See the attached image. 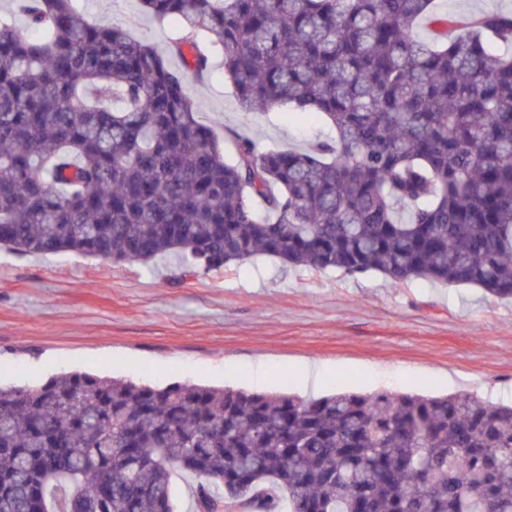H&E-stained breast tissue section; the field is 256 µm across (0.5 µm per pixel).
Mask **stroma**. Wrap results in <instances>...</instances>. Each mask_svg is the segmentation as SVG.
Returning <instances> with one entry per match:
<instances>
[{"label":"stroma","instance_id":"obj_1","mask_svg":"<svg viewBox=\"0 0 512 512\" xmlns=\"http://www.w3.org/2000/svg\"><path fill=\"white\" fill-rule=\"evenodd\" d=\"M90 23L122 25L180 66L177 28L139 0H74ZM201 122L225 156L235 140L301 149L321 122L286 110H241L214 52L205 81L188 78ZM325 376L302 388V364ZM156 386L202 383L300 397L334 391L471 394L512 400V301L469 286L422 279L392 287L380 274L285 268L256 256L186 272L172 259L142 265L80 254L34 255L0 247V384L31 386L70 371Z\"/></svg>","mask_w":512,"mask_h":512}]
</instances>
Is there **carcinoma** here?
<instances>
[{
    "mask_svg": "<svg viewBox=\"0 0 512 512\" xmlns=\"http://www.w3.org/2000/svg\"><path fill=\"white\" fill-rule=\"evenodd\" d=\"M169 67L72 0L0 21V247L221 269L377 272L512 299V12L434 0H141ZM426 22L433 41L416 28ZM249 112L321 117L306 149L224 161L187 75L211 49ZM265 206L259 217L254 202ZM512 512V404L337 392L303 400L86 372L0 387V512ZM434 9L441 14H478L512 11V0H436ZM196 480L189 475L177 474L175 477V494L178 503V512H194L192 490Z\"/></svg>",
    "mask_w": 512,
    "mask_h": 512,
    "instance_id": "obj_1",
    "label": "carcinoma"
}]
</instances>
